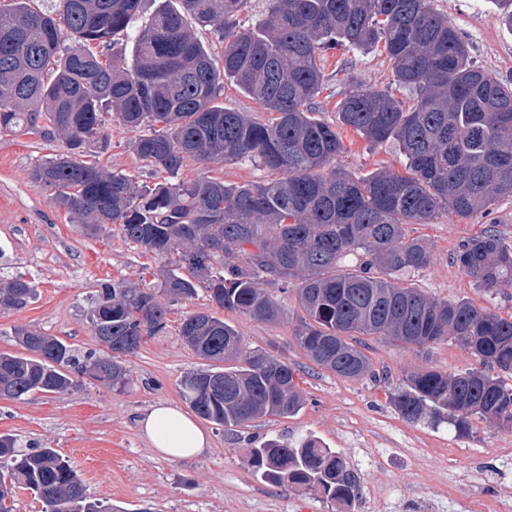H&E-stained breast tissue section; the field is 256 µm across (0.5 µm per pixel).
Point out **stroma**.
<instances>
[{
	"label": "stroma",
	"mask_w": 512,
	"mask_h": 512,
	"mask_svg": "<svg viewBox=\"0 0 512 512\" xmlns=\"http://www.w3.org/2000/svg\"><path fill=\"white\" fill-rule=\"evenodd\" d=\"M467 37L477 65L502 82H512V31L499 19L492 0H433ZM327 76L313 107L318 118L336 123V103L348 81L377 89L390 86L392 75L382 51L362 55L348 49L322 54ZM110 145L100 153L101 165L133 175L136 181L158 182L130 147V131L109 119ZM341 164L356 175L378 167L403 170L405 158L394 145L369 146L352 131L341 133ZM62 148L61 139L45 140L23 132H0V279L26 275L37 293L19 310L0 311V351L17 352V327L35 328L81 350L97 348L89 313L100 284L125 279L157 284L161 258L126 241L119 230L91 237L49 192L37 187L34 166ZM208 175L228 184L268 181L275 174L250 160L188 163L183 178ZM512 241V199L489 212L466 219L451 214L431 224H413L409 234L430 245L434 262L411 279L429 296L468 299L499 315H512V288L487 297L458 267L460 244L489 225ZM287 314L276 324H263L212 306L205 291L174 305L166 334L147 339L127 357L129 382L119 391L89 381L60 394L35 393L23 400L0 398V433L13 435L24 447L53 448L71 464L93 498L124 512H364L362 503L346 507L322 501L291 485H274L248 465L251 449L271 439L292 442L311 436L342 453L358 477L362 494L385 496L383 512H418L420 503L436 501L439 512H470L472 497L512 502V430L473 419L469 436L461 437L445 423L403 420L390 403L407 374L435 369L459 373L479 360L451 340L422 350L383 338L368 339L367 354L375 377L345 379L316 367L294 339L299 307L285 294ZM212 311L234 325L245 351L262 350L292 364L305 397L295 415L265 416L244 427L222 429L200 420L211 445L190 460L163 458L140 435L137 420L162 401L188 411L178 390L180 380L204 362L178 334L187 314Z\"/></svg>",
	"instance_id": "obj_1"
}]
</instances>
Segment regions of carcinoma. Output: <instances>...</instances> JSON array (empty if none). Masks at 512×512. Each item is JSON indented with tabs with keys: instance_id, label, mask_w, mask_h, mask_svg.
<instances>
[{
	"instance_id": "1",
	"label": "carcinoma",
	"mask_w": 512,
	"mask_h": 512,
	"mask_svg": "<svg viewBox=\"0 0 512 512\" xmlns=\"http://www.w3.org/2000/svg\"><path fill=\"white\" fill-rule=\"evenodd\" d=\"M31 2L0 0V130L62 136L63 149L35 165L33 182L87 234L116 224L165 265L156 286L101 285L89 320L102 352L17 329L23 352H0V397L64 393L85 376L120 389L125 358L165 333L172 303L201 288L219 308L276 323L285 303L265 285L277 284L295 291L294 337L315 366L358 379L372 373L363 336L422 349L452 340L484 368L414 371L390 398L395 411L412 423L446 422L459 435L475 417L512 427V385L491 373L512 372V318L466 299H432L406 279L433 260L409 225L441 214L465 219L512 198V85L474 62L432 0H268L248 26L240 23L248 0H56L44 11ZM190 18L224 43L222 64ZM137 20L131 55L114 52V37ZM338 45L362 54L383 48L392 84L410 95L405 104L352 80L336 103L338 123L371 146L394 144L404 171L357 176L339 164L342 138L313 109L325 82L321 53ZM226 80L268 120L220 106ZM105 113L138 132L131 148L167 179L141 185L86 160L108 147ZM246 158L281 177L239 185L180 178L189 161ZM455 260L490 297L512 287V242L493 226L464 241ZM35 295L34 281L16 275L0 282V309H21ZM178 332L208 362L178 385L201 418L230 429L302 409L294 367L243 352L224 319L191 313ZM248 464L267 482L326 502L359 494L343 456L311 436L270 440ZM17 488L36 494L45 512H112L90 499L56 449L27 450L0 434V497Z\"/></svg>"
}]
</instances>
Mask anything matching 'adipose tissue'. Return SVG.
<instances>
[{"label":"adipose tissue","instance_id":"obj_1","mask_svg":"<svg viewBox=\"0 0 512 512\" xmlns=\"http://www.w3.org/2000/svg\"><path fill=\"white\" fill-rule=\"evenodd\" d=\"M138 424L150 445L170 460L200 455L209 446L207 435L191 417L164 402L153 404Z\"/></svg>","mask_w":512,"mask_h":512}]
</instances>
